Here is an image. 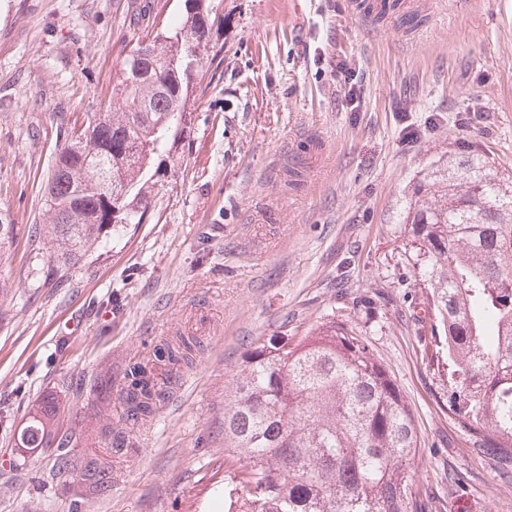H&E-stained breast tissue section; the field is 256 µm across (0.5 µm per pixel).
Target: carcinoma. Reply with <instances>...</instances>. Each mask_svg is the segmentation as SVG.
Listing matches in <instances>:
<instances>
[{
	"instance_id": "cac0c4a2",
	"label": "carcinoma",
	"mask_w": 512,
	"mask_h": 512,
	"mask_svg": "<svg viewBox=\"0 0 512 512\" xmlns=\"http://www.w3.org/2000/svg\"><path fill=\"white\" fill-rule=\"evenodd\" d=\"M212 2L184 0L176 27L137 40L146 74L131 79L122 63L112 103L67 136L47 179L49 223L32 227L52 245L48 273L125 228L108 223L113 208L142 221L153 161L193 73L207 69L199 48L209 45ZM413 195L404 224L432 288L449 410L483 453L511 461L512 187L476 156L427 174ZM194 345L180 336L154 356L175 366ZM126 378L127 419L136 423L162 387L141 364ZM49 415L45 401L31 413L22 447L51 438ZM417 451L399 385L351 327L332 318L304 336H272L244 354L224 404V512H426L410 477Z\"/></svg>"
}]
</instances>
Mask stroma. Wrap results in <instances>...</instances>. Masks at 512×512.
<instances>
[{
  "label": "stroma",
  "instance_id": "1",
  "mask_svg": "<svg viewBox=\"0 0 512 512\" xmlns=\"http://www.w3.org/2000/svg\"><path fill=\"white\" fill-rule=\"evenodd\" d=\"M213 77L191 83L143 223L47 272V172L99 111L132 45L182 0H0V512H224V399L256 340L352 327L402 389L429 512H512V465L448 412L430 288L403 224L433 162L477 155L512 176V0H214ZM354 75L344 98L337 65ZM302 158L300 177L291 161ZM198 340L151 418L124 375ZM52 399L77 466L20 447ZM134 448L108 453V433ZM193 338L180 336L175 343L164 341L154 352L158 362H167L170 365H178L182 361L188 362L189 355L195 345Z\"/></svg>",
  "mask_w": 512,
  "mask_h": 512
}]
</instances>
